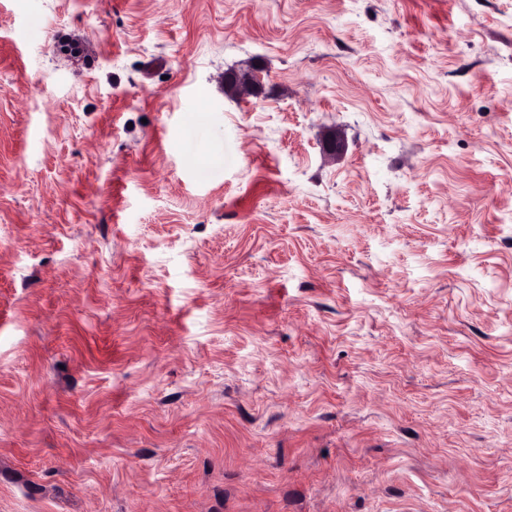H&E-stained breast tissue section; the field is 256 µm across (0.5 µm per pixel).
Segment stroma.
Returning a JSON list of instances; mask_svg holds the SVG:
<instances>
[{
	"label": "stroma",
	"instance_id": "35a3bbf8",
	"mask_svg": "<svg viewBox=\"0 0 512 512\" xmlns=\"http://www.w3.org/2000/svg\"><path fill=\"white\" fill-rule=\"evenodd\" d=\"M0 512H512V0H0Z\"/></svg>",
	"mask_w": 512,
	"mask_h": 512
}]
</instances>
